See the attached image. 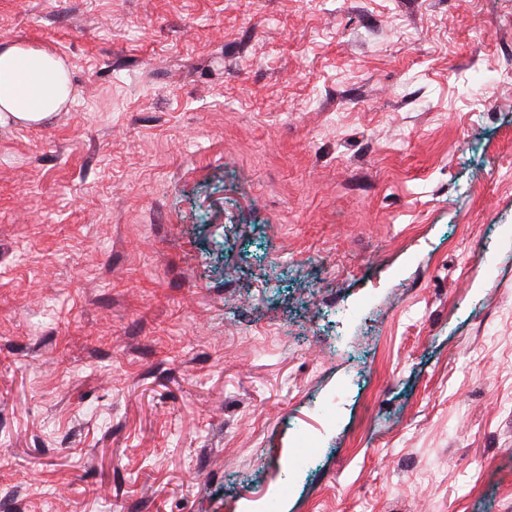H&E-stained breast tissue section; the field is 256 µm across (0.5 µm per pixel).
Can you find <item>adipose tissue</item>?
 Here are the masks:
<instances>
[{
  "label": "adipose tissue",
  "mask_w": 512,
  "mask_h": 512,
  "mask_svg": "<svg viewBox=\"0 0 512 512\" xmlns=\"http://www.w3.org/2000/svg\"><path fill=\"white\" fill-rule=\"evenodd\" d=\"M65 61L24 43L0 47V122L36 125L67 103Z\"/></svg>",
  "instance_id": "obj_1"
}]
</instances>
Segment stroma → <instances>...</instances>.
<instances>
[{"label":"stroma","mask_w":512,"mask_h":512,"mask_svg":"<svg viewBox=\"0 0 512 512\" xmlns=\"http://www.w3.org/2000/svg\"><path fill=\"white\" fill-rule=\"evenodd\" d=\"M1 41L74 93L0 126V512H512V0H0Z\"/></svg>","instance_id":"35a3bbf8"}]
</instances>
